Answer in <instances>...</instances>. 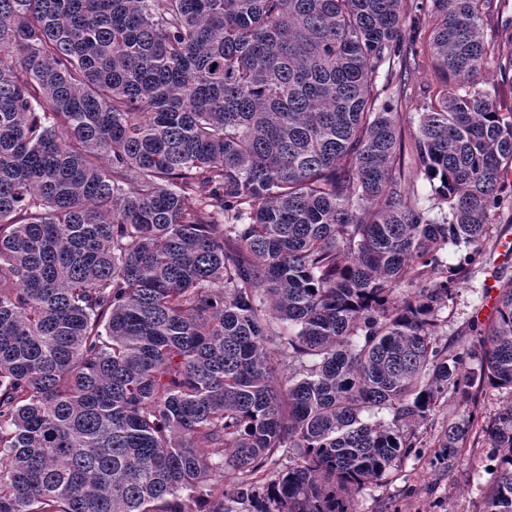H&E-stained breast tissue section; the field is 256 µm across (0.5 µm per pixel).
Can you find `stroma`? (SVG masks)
<instances>
[{"label":"stroma","instance_id":"obj_1","mask_svg":"<svg viewBox=\"0 0 512 512\" xmlns=\"http://www.w3.org/2000/svg\"><path fill=\"white\" fill-rule=\"evenodd\" d=\"M483 31L493 53L479 85L494 91L502 110L507 111L512 109V64L506 59L512 50V0H494L483 17ZM412 68L417 93L403 101L400 108L402 126L409 136L417 131L418 114L424 105L422 90L436 84L428 59L418 58ZM489 225L479 263L438 310V347L466 349L476 345L473 326L484 327L494 320L484 308L489 295L487 283L512 277V257L503 258L497 252L503 238H512V207L492 213ZM476 393L478 419L457 459L442 460L433 446L442 427L456 421L467 409L457 395L449 392L416 428L422 444L420 452L403 458L382 478L365 483L353 497L354 512H482L498 459L483 428L512 402V391L486 384L477 387Z\"/></svg>","mask_w":512,"mask_h":512}]
</instances>
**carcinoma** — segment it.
Returning a JSON list of instances; mask_svg holds the SVG:
<instances>
[{
  "mask_svg": "<svg viewBox=\"0 0 512 512\" xmlns=\"http://www.w3.org/2000/svg\"><path fill=\"white\" fill-rule=\"evenodd\" d=\"M429 2L420 209L404 0H0V512H229L226 473L251 512H351L445 388L512 389V280L478 348L433 345L512 110L476 88L492 0ZM485 432L512 512V405ZM412 62L414 74L412 76V84L415 86V94L411 96V99H407L402 102V106L398 107V112L402 113V126L405 131V142L408 152H411L412 136L417 131V112L423 111V105L426 100L422 98L420 94L421 90L427 87L433 90L436 81L434 73L431 67L430 61L425 58H418L415 63Z\"/></svg>",
  "mask_w": 512,
  "mask_h": 512,
  "instance_id": "cac0c4a2",
  "label": "carcinoma"
}]
</instances>
